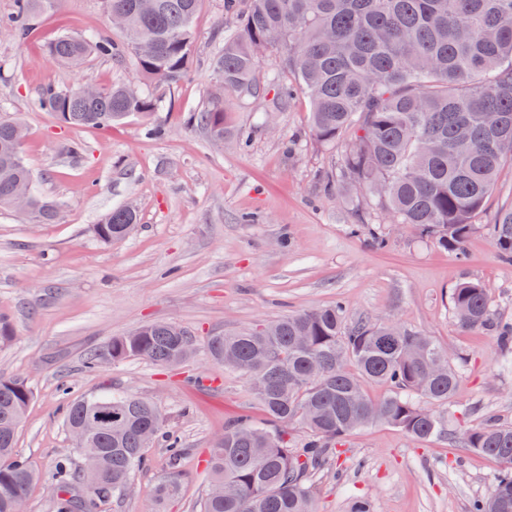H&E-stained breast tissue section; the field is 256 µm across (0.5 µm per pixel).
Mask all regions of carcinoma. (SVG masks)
<instances>
[{
    "instance_id": "1",
    "label": "carcinoma",
    "mask_w": 512,
    "mask_h": 512,
    "mask_svg": "<svg viewBox=\"0 0 512 512\" xmlns=\"http://www.w3.org/2000/svg\"><path fill=\"white\" fill-rule=\"evenodd\" d=\"M61 0H15L0 27L19 42L35 19ZM105 18L121 14L118 45L102 36L64 34L46 48L55 64L79 70L92 57L131 55L147 88L115 84L95 97L80 86L41 91L40 105L61 124L106 128L137 118L148 133L163 94L186 78L195 44L193 21L202 0H102ZM282 50L281 64L310 97V131L323 146L346 140L336 180L355 197H368L392 224L415 228L444 249L462 254L476 231L500 169L512 163V0H247L240 32L216 54L218 88L190 119L214 139L227 132L224 98L259 90L261 54ZM23 124L0 117V209L13 208L29 187L24 216L37 224L57 217L56 204L33 187L18 135ZM137 211L117 207L93 225L104 244L128 237ZM500 255L512 260V209L498 214ZM459 326L495 332L512 346V323L493 317L485 288L462 282L451 293ZM196 350L191 334L167 322L147 323L89 351L84 368L145 358L160 367ZM212 361L243 376L267 416L259 426L242 416L224 427L207 461L210 481L200 512H316L308 475L338 457L336 445L375 424L395 427L416 441L441 433L431 406L448 402L459 376L430 336L398 323L360 321L347 328L344 307L288 313L242 330L208 338ZM390 393L374 401L364 385ZM33 399L19 378H0V512H15L36 473L15 454L17 430ZM112 415L90 428L96 452L81 468L62 459L52 475L55 512H96L98 503L124 493L145 462V450L164 433L156 404L135 395L102 394L74 400L67 429L95 415ZM298 422L303 447L288 439ZM469 450L497 461L490 496L472 512H512V425L485 424L463 431ZM181 475L171 472L153 490L156 500L177 497Z\"/></svg>"
}]
</instances>
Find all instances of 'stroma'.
Masks as SVG:
<instances>
[{
    "label": "stroma",
    "mask_w": 512,
    "mask_h": 512,
    "mask_svg": "<svg viewBox=\"0 0 512 512\" xmlns=\"http://www.w3.org/2000/svg\"><path fill=\"white\" fill-rule=\"evenodd\" d=\"M238 26L224 0H203L190 73L154 114L166 130L159 139L136 119L108 129L68 127L39 105L49 84L142 83L130 57H95L74 71L44 54L63 34L122 41L101 0H63L36 19L23 43L0 30V113L27 127L23 152L35 186L58 206L52 224L0 209V315L15 332L0 346V378H20L34 393L16 445L39 475L27 512H54L49 477L60 458L80 462L63 424L67 404L103 391L153 401L182 454L171 462L165 440L156 441L127 493L97 512H199L209 451L225 424L240 414L265 422L245 379L209 358L208 336L337 302L347 322L390 315L431 336L460 379L454 397L436 408L446 434L419 442L377 425L348 436L335 464L310 481L316 512H352L359 499L374 512H471L500 466L456 435L487 422L512 424V367L492 332L458 326L451 293L461 282L480 283L494 312L512 320V261L500 257L494 236L497 215L512 208V166L500 170L464 255L419 231L380 224L370 205L328 186L341 152L313 139L307 95L294 93L274 109L279 87L294 82L276 49L262 56L259 93L234 105L216 145L189 117L206 106L216 85L212 59ZM73 141L83 144L81 154L68 153ZM128 203L138 209L137 230L102 244L93 225ZM375 222L385 237L380 250L370 241ZM150 321L184 327L196 354L173 368L136 358L85 371L86 352ZM174 465L182 493L157 504L153 489Z\"/></svg>",
    "instance_id": "stroma-1"
}]
</instances>
